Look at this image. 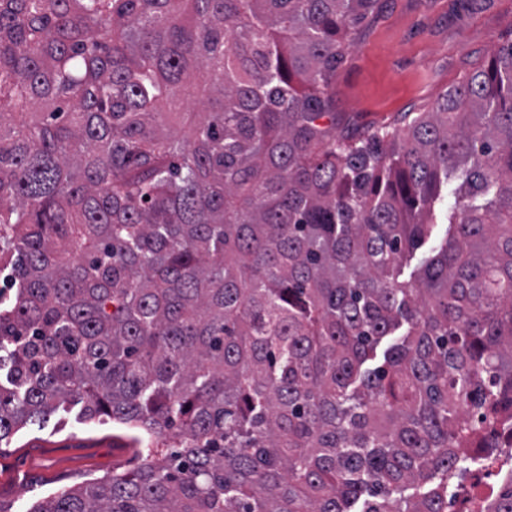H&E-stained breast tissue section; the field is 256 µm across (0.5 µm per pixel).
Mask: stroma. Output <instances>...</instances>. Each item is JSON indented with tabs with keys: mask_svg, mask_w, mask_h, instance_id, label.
<instances>
[{
	"mask_svg": "<svg viewBox=\"0 0 512 512\" xmlns=\"http://www.w3.org/2000/svg\"><path fill=\"white\" fill-rule=\"evenodd\" d=\"M512 40V0H381L336 65L331 109L349 133L425 112ZM121 425L59 408L0 441V512H29L47 495L133 470Z\"/></svg>",
	"mask_w": 512,
	"mask_h": 512,
	"instance_id": "obj_1",
	"label": "stroma"
}]
</instances>
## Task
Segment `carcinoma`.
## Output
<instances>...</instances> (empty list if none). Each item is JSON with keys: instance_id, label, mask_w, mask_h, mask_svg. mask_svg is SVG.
Instances as JSON below:
<instances>
[{"instance_id": "1", "label": "carcinoma", "mask_w": 512, "mask_h": 512, "mask_svg": "<svg viewBox=\"0 0 512 512\" xmlns=\"http://www.w3.org/2000/svg\"><path fill=\"white\" fill-rule=\"evenodd\" d=\"M377 4L0 0V441L81 403L141 457L32 512H448L512 424V42L338 137ZM448 225V224H447ZM446 224H435L432 236L419 248H417L407 260L403 262L401 278L408 280L413 276L423 261L431 254L434 249H438L443 242L446 230Z\"/></svg>"}]
</instances>
